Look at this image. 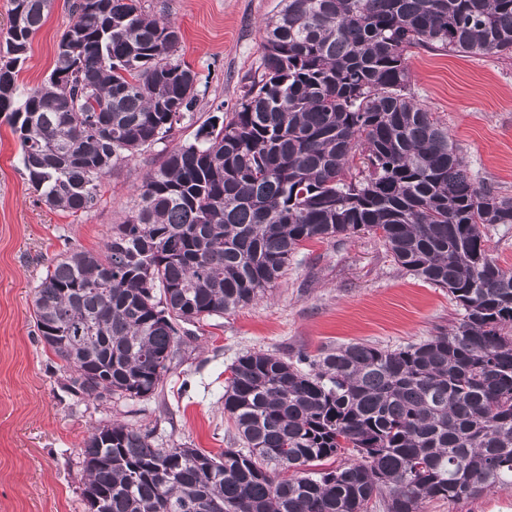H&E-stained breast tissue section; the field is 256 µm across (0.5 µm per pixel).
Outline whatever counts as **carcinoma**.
<instances>
[{"label":"carcinoma","instance_id":"obj_1","mask_svg":"<svg viewBox=\"0 0 512 512\" xmlns=\"http://www.w3.org/2000/svg\"><path fill=\"white\" fill-rule=\"evenodd\" d=\"M9 5L0 117L41 200L87 213L113 168L193 120L197 73L139 0H74L53 69L21 89L51 0ZM263 48L234 109L146 174L104 251L62 255L34 288L72 392L155 394L181 325L263 298L310 240L378 236L460 318L397 349L239 357L224 390L236 443L216 454L97 428L80 448L88 512H421L512 486V271L483 232L512 224V197L475 185L408 65L413 48L512 54V0H280ZM358 155L368 174L349 178Z\"/></svg>","mask_w":512,"mask_h":512}]
</instances>
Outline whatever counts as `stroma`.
<instances>
[{"label":"stroma","mask_w":512,"mask_h":512,"mask_svg":"<svg viewBox=\"0 0 512 512\" xmlns=\"http://www.w3.org/2000/svg\"><path fill=\"white\" fill-rule=\"evenodd\" d=\"M72 2L52 0L19 86L40 85L49 75L73 20ZM140 3L177 28L180 55L199 76L197 110L172 137L106 176L97 208L75 216L40 202L19 163L18 140L0 119V512H87L82 440L115 420L150 431L157 448L184 444L217 453L230 447L236 430L224 413V387L230 365L246 352L316 355L354 342L397 348L447 331L459 317L447 291L400 269L379 237L307 241L263 299L184 336L154 395L107 401L73 395L38 339L34 288L59 255L100 251L165 153L234 108L244 78L260 63L263 22L278 0ZM409 68L416 100L447 127L476 184L512 197V56L416 49ZM422 512H512V486L459 502L431 500Z\"/></svg>","instance_id":"1"}]
</instances>
